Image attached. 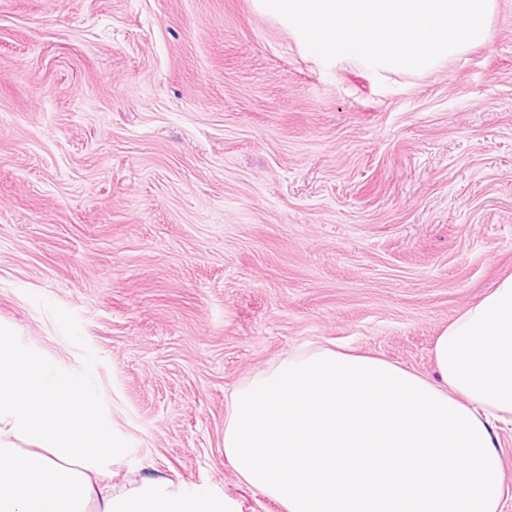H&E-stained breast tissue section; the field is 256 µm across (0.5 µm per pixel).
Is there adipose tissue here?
<instances>
[{
    "mask_svg": "<svg viewBox=\"0 0 512 512\" xmlns=\"http://www.w3.org/2000/svg\"><path fill=\"white\" fill-rule=\"evenodd\" d=\"M433 377L298 351L233 394L224 455L285 512H504L512 276L435 336ZM125 448L88 380L0 337V512H227L163 475L115 483Z\"/></svg>",
    "mask_w": 512,
    "mask_h": 512,
    "instance_id": "obj_1",
    "label": "adipose tissue"
}]
</instances>
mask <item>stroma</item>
I'll list each match as a JSON object with an SVG mask.
<instances>
[{
	"label": "stroma",
	"mask_w": 512,
	"mask_h": 512,
	"mask_svg": "<svg viewBox=\"0 0 512 512\" xmlns=\"http://www.w3.org/2000/svg\"><path fill=\"white\" fill-rule=\"evenodd\" d=\"M512 275V0L424 72L324 62L255 0H0V326L90 377L147 471L284 512L230 395L336 342L431 371Z\"/></svg>",
	"instance_id": "obj_1"
}]
</instances>
